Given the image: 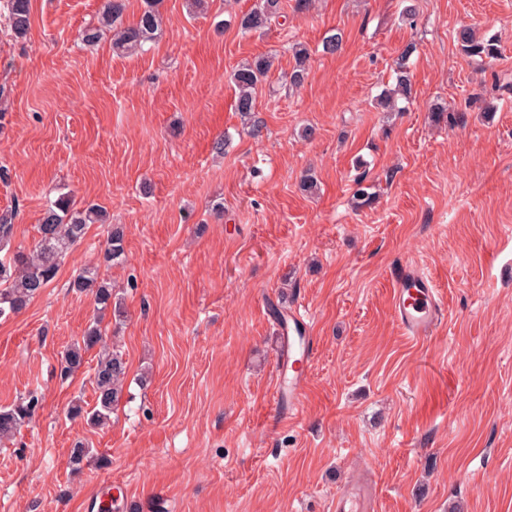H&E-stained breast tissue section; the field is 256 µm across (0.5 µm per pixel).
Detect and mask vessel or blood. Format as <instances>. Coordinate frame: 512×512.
Listing matches in <instances>:
<instances>
[{
  "label": "vessel or blood",
  "mask_w": 512,
  "mask_h": 512,
  "mask_svg": "<svg viewBox=\"0 0 512 512\" xmlns=\"http://www.w3.org/2000/svg\"><path fill=\"white\" fill-rule=\"evenodd\" d=\"M394 317L404 335L413 339L428 337L444 317V304L432 278L413 264H403L392 275ZM289 327H301L302 335L288 337V374L279 378L277 402L296 408L303 390L302 365L315 351L316 338L300 311L288 314ZM379 503L373 485L358 481L336 498V512H378Z\"/></svg>",
  "instance_id": "1"
}]
</instances>
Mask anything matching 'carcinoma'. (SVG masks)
Returning <instances> with one entry per match:
<instances>
[{
  "label": "carcinoma",
  "instance_id": "carcinoma-1",
  "mask_svg": "<svg viewBox=\"0 0 512 512\" xmlns=\"http://www.w3.org/2000/svg\"><path fill=\"white\" fill-rule=\"evenodd\" d=\"M159 0H142V8L136 22L124 24L122 17L124 0H107L97 24L89 25L82 31V41H98L107 28L114 31L112 49L119 53L141 50L152 41L160 27L157 9ZM284 16L283 0H256L254 7L243 14L239 28L243 33L264 31ZM30 0H3L0 4V21L16 36L26 32L29 25ZM456 41L463 53L489 61L499 57V47L493 38L480 39L470 27L456 32ZM416 51L414 44H408L396 61L395 87L383 91L377 98V105L384 112H402L398 100L412 98V81L409 59ZM295 65L288 76V86L299 87L306 75L307 49L298 44L293 47ZM272 67L269 56H261L253 62L236 69L232 79L236 88L235 111L243 116L254 114L259 87L267 80ZM15 212L0 214V252L9 248L14 235ZM105 222L102 209L89 206L83 210L72 208L70 201L61 196L49 203L39 224V239L28 252L16 251L0 259V317L17 314L27 307L32 299L40 295L57 278L61 263L68 251L85 237L88 225ZM125 231L120 224L109 227L103 251L102 264L84 266L73 276L69 287L76 292L92 290L99 310H111L113 318L121 322L125 310L119 303L112 302V283L102 276L100 269L123 263ZM104 339L100 324L93 322L83 335L73 342L62 354L60 376L71 377L86 362L89 351L99 346ZM127 375V363L122 351L114 347L98 358L92 376L95 402L89 406L81 398L72 400L65 413L71 420L81 419L90 426L107 422L122 396V382ZM43 397L36 391H29L7 406H0V442L9 440L27 426L42 408ZM93 456V450L83 441L71 449L69 465L72 470H82Z\"/></svg>",
  "mask_w": 512,
  "mask_h": 512
}]
</instances>
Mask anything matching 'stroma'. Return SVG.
<instances>
[{"label":"stroma","instance_id":"35a3bbf8","mask_svg":"<svg viewBox=\"0 0 512 512\" xmlns=\"http://www.w3.org/2000/svg\"><path fill=\"white\" fill-rule=\"evenodd\" d=\"M255 2L160 0L156 40L123 57L110 36L80 37L106 0H30L26 35L0 30L12 249L34 247L62 195L107 218L49 288L0 318V406L44 397L0 443V512H90L101 498L112 512H333L364 468L380 512H512V0H315L305 13L283 0L286 24L242 33ZM462 26L496 37L499 59L466 56ZM335 32L341 50L323 54ZM296 43L308 76L287 91ZM410 43L412 98L378 111ZM261 55L274 62L256 137L231 76ZM434 105L447 121L432 122ZM361 185L375 201L359 208ZM112 224L125 227L126 260L108 272L120 326L68 288ZM400 262L446 304L428 338L394 321ZM297 305L317 350L290 413L274 404L272 311ZM96 319L128 373L110 422L92 428L64 410L94 403L97 352L66 380L58 361ZM79 440L96 454L74 472Z\"/></svg>","mask_w":512,"mask_h":512}]
</instances>
